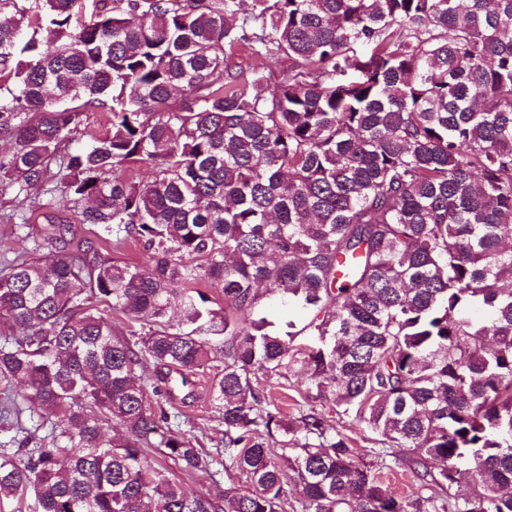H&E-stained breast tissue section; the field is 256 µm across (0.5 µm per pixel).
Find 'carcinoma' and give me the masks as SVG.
Returning <instances> with one entry per match:
<instances>
[{
    "mask_svg": "<svg viewBox=\"0 0 512 512\" xmlns=\"http://www.w3.org/2000/svg\"><path fill=\"white\" fill-rule=\"evenodd\" d=\"M240 6L0 0L11 218L43 211L42 249L88 224L153 261L63 247L0 276V322L21 332L0 379L57 419L48 444L0 450V501L283 512L294 485L303 512H512V0H251L237 24ZM239 48L291 64L245 77L226 63ZM88 112L110 130L62 151ZM141 160L150 182L121 177ZM268 300L305 325L275 324ZM96 301L149 330H116ZM146 361L169 399L214 371L226 468L252 489L191 497L149 458L212 463L135 383ZM290 374L377 447L288 418L261 381ZM392 448L405 497L364 461ZM392 456L386 459V468L381 470L385 485L390 491L398 495H408L414 488L412 480L408 474L407 456L408 454L402 448H393Z\"/></svg>",
    "mask_w": 512,
    "mask_h": 512,
    "instance_id": "cac0c4a2",
    "label": "carcinoma"
}]
</instances>
